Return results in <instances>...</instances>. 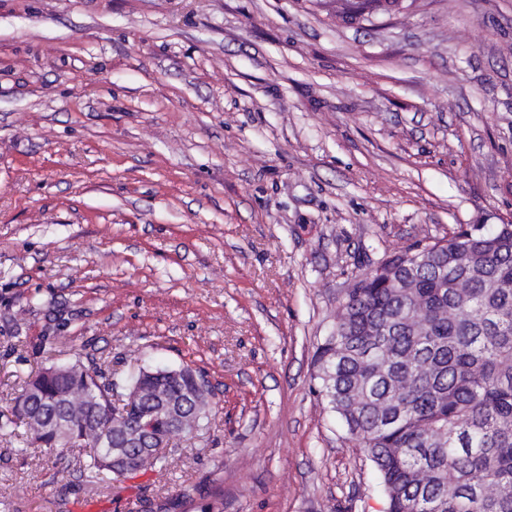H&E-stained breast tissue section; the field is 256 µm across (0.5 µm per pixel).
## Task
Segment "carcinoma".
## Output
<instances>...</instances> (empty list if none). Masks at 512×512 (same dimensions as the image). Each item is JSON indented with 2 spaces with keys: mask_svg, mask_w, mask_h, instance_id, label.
<instances>
[{
  "mask_svg": "<svg viewBox=\"0 0 512 512\" xmlns=\"http://www.w3.org/2000/svg\"><path fill=\"white\" fill-rule=\"evenodd\" d=\"M407 290L367 273L317 348L320 394L373 463L385 512H512V224L462 227L425 251ZM189 365L141 370L124 403L96 359L52 365L18 389L0 436L24 428L49 454L77 455L93 481L147 471L134 442L173 445L210 405Z\"/></svg>",
  "mask_w": 512,
  "mask_h": 512,
  "instance_id": "cac0c4a2",
  "label": "carcinoma"
}]
</instances>
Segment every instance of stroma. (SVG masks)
I'll use <instances>...</instances> for the list:
<instances>
[{"instance_id": "1", "label": "stroma", "mask_w": 512, "mask_h": 512, "mask_svg": "<svg viewBox=\"0 0 512 512\" xmlns=\"http://www.w3.org/2000/svg\"><path fill=\"white\" fill-rule=\"evenodd\" d=\"M0 0V412L95 357L193 363L177 464L0 438V512H383L315 351L356 278L512 221V0Z\"/></svg>"}]
</instances>
